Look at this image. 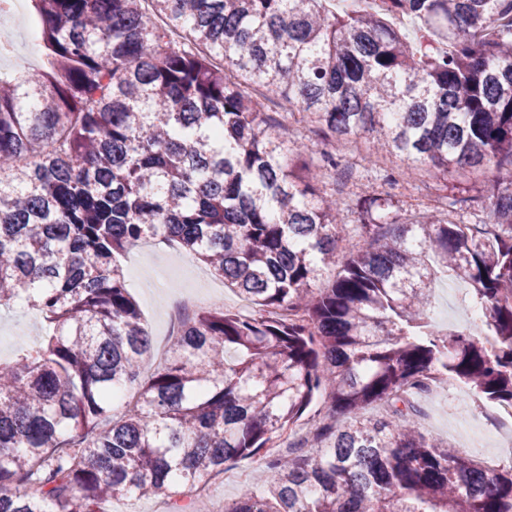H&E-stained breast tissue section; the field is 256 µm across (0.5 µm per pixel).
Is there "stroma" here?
Returning <instances> with one entry per match:
<instances>
[{"label": "stroma", "instance_id": "stroma-1", "mask_svg": "<svg viewBox=\"0 0 512 512\" xmlns=\"http://www.w3.org/2000/svg\"><path fill=\"white\" fill-rule=\"evenodd\" d=\"M285 138L291 144L317 143V154L309 156L307 162L319 175L318 192L333 189L338 169H352L353 178L342 193L349 223H366L362 203L371 197L390 200L387 219L396 223L405 222L415 213L413 201L417 198L430 200L439 207L452 203L450 218L460 224L493 221L489 210L479 200L487 184L498 175L493 165L479 170H458L442 182L434 177L428 165L412 164L395 154L376 155L366 138L327 136L319 124L311 120L289 124ZM120 262L127 269L132 293L153 334L155 348L164 347L167 340L165 321L170 295L188 298L192 307L199 310L221 306L243 316L253 311L252 305L241 300L233 289L209 275L204 264L188 257L142 259L132 250L123 255ZM41 334V324L35 316L1 311L0 359L14 358L22 346L36 342ZM418 405L422 428L455 448L460 455L470 458L497 455V447L482 434L487 425L483 415L487 403L482 398L460 387L451 393L442 390L422 397ZM252 468V461L243 460L212 479L207 488L212 503L220 505L239 496L250 484Z\"/></svg>", "mask_w": 512, "mask_h": 512}]
</instances>
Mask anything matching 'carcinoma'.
I'll return each instance as SVG.
<instances>
[{
	"label": "carcinoma",
	"instance_id": "cac0c4a2",
	"mask_svg": "<svg viewBox=\"0 0 512 512\" xmlns=\"http://www.w3.org/2000/svg\"><path fill=\"white\" fill-rule=\"evenodd\" d=\"M30 3L48 62L0 73V307L45 336L0 360V512L169 502L243 459L262 490L224 512H512V467L434 441L414 398L446 382L512 404V169L484 190L494 224H364L314 292L345 203L267 120L285 103L445 181L512 165V0ZM157 236L255 314L195 312L146 376L117 257ZM448 275L483 331L432 322Z\"/></svg>",
	"mask_w": 512,
	"mask_h": 512
}]
</instances>
